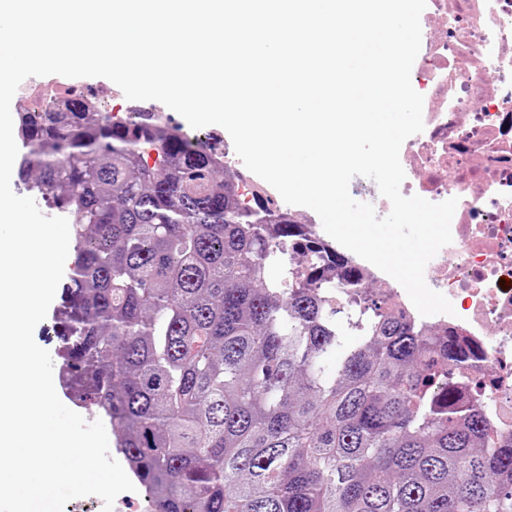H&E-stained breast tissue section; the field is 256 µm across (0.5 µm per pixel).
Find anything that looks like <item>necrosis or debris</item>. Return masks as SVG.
I'll use <instances>...</instances> for the list:
<instances>
[{
  "instance_id": "obj_1",
  "label": "necrosis or debris",
  "mask_w": 512,
  "mask_h": 512,
  "mask_svg": "<svg viewBox=\"0 0 512 512\" xmlns=\"http://www.w3.org/2000/svg\"><path fill=\"white\" fill-rule=\"evenodd\" d=\"M421 133L406 139L403 195L457 198L452 241L433 258L428 286L454 314L421 316L404 288L375 266L364 279L385 312L475 349L464 399L484 410L492 435H512V0H431L415 70ZM95 88L43 82L18 88L12 112L42 102L64 108Z\"/></svg>"
}]
</instances>
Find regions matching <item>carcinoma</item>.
<instances>
[{
	"mask_svg": "<svg viewBox=\"0 0 512 512\" xmlns=\"http://www.w3.org/2000/svg\"><path fill=\"white\" fill-rule=\"evenodd\" d=\"M18 137L19 180L74 215L58 386L112 422L150 512H512V435L485 447L465 352L381 312L353 258L168 126L21 112ZM333 278L359 308L340 355ZM248 171L244 170V169L238 170L237 191H238L239 195H242L244 197L245 201L250 202L251 204L257 202L256 198L259 196L262 199V201L264 202L266 207L271 208L272 210H275V211H276V209L277 210L281 209L272 203V202L277 203L276 198L272 194L266 193L268 195L267 197L271 199V202L269 203L266 200L265 196L262 195L258 189H256V187L252 183V176L249 174L250 171L249 172ZM250 173L259 182L265 184L266 186H271L267 182H265L263 179L258 177L257 175L253 174L252 172H250Z\"/></svg>",
	"mask_w": 512,
	"mask_h": 512,
	"instance_id": "cac0c4a2",
	"label": "carcinoma"
}]
</instances>
